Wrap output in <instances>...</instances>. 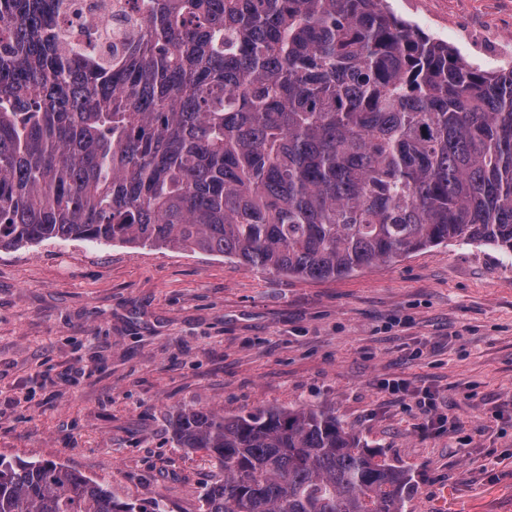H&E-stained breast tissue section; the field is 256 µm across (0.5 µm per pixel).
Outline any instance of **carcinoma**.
Listing matches in <instances>:
<instances>
[{
  "mask_svg": "<svg viewBox=\"0 0 512 512\" xmlns=\"http://www.w3.org/2000/svg\"><path fill=\"white\" fill-rule=\"evenodd\" d=\"M62 0H0V250L89 240L323 280L450 240L512 255V66L385 0H142L122 51L62 44ZM222 477L204 512H404L408 473L320 407L173 416ZM0 512L143 508L0 456Z\"/></svg>",
  "mask_w": 512,
  "mask_h": 512,
  "instance_id": "1",
  "label": "carcinoma"
}]
</instances>
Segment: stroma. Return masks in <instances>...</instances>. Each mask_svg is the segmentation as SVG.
<instances>
[{
	"label": "stroma",
	"mask_w": 512,
	"mask_h": 512,
	"mask_svg": "<svg viewBox=\"0 0 512 512\" xmlns=\"http://www.w3.org/2000/svg\"><path fill=\"white\" fill-rule=\"evenodd\" d=\"M387 3L470 64L512 58V0ZM388 380L430 390L444 425ZM310 405L408 472L407 512H512V258L450 242L309 280L138 245L0 250V455L203 512L220 471L170 417Z\"/></svg>",
	"instance_id": "35a3bbf8"
}]
</instances>
